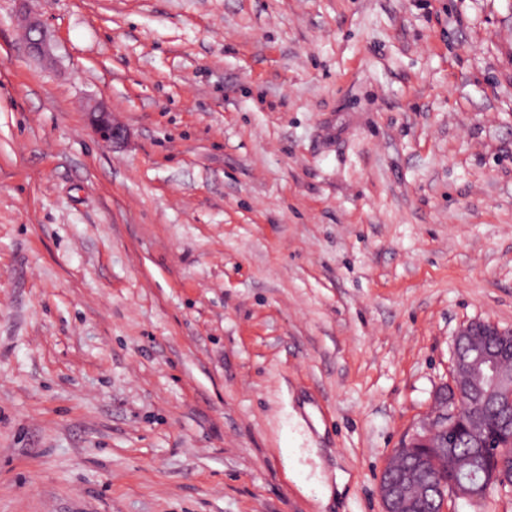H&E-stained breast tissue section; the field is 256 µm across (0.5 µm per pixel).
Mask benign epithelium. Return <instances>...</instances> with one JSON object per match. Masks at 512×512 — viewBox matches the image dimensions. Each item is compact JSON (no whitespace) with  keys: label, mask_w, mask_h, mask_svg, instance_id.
I'll return each mask as SVG.
<instances>
[{"label":"benign epithelium","mask_w":512,"mask_h":512,"mask_svg":"<svg viewBox=\"0 0 512 512\" xmlns=\"http://www.w3.org/2000/svg\"><path fill=\"white\" fill-rule=\"evenodd\" d=\"M27 42L31 53H46L45 28L40 19L31 21ZM91 123L107 144H120L127 137L126 129L112 123L110 113L103 109L92 111ZM485 336H496L501 345L512 349V328L475 320L458 330L455 344L462 349L453 353L451 383L435 394L437 407L433 420L423 424L393 451L377 481L383 512H415L416 505L427 497L437 502L438 512H447L448 502L469 501L475 497L477 488L472 477L458 475L448 483L441 474L447 467L448 454L455 446L456 437V422L448 420V407L467 409L475 433L486 427L483 407L512 408V361H504L500 349L483 341ZM416 448H424L426 453L413 465L401 467L400 459Z\"/></svg>","instance_id":"obj_1"}]
</instances>
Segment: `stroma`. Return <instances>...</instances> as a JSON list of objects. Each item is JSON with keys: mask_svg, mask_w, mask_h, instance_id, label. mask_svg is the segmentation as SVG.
<instances>
[{"mask_svg": "<svg viewBox=\"0 0 512 512\" xmlns=\"http://www.w3.org/2000/svg\"><path fill=\"white\" fill-rule=\"evenodd\" d=\"M474 320L512 0H0V512H381ZM91 123L100 138L107 144L117 145L124 142L127 131L124 127L112 123L110 113L103 109H95L91 113Z\"/></svg>", "mask_w": 512, "mask_h": 512, "instance_id": "obj_1", "label": "stroma"}]
</instances>
